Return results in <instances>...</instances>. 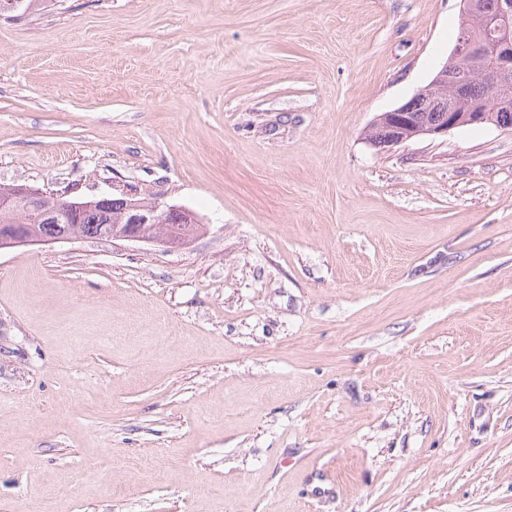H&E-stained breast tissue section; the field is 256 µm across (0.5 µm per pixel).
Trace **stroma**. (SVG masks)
I'll use <instances>...</instances> for the list:
<instances>
[{"mask_svg": "<svg viewBox=\"0 0 512 512\" xmlns=\"http://www.w3.org/2000/svg\"><path fill=\"white\" fill-rule=\"evenodd\" d=\"M460 9L0 16V183L206 226L0 251V512H512V132L366 140Z\"/></svg>", "mask_w": 512, "mask_h": 512, "instance_id": "35a3bbf8", "label": "stroma"}]
</instances>
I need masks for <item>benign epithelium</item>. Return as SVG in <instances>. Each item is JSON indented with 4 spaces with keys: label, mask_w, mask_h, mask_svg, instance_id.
<instances>
[{
    "label": "benign epithelium",
    "mask_w": 512,
    "mask_h": 512,
    "mask_svg": "<svg viewBox=\"0 0 512 512\" xmlns=\"http://www.w3.org/2000/svg\"><path fill=\"white\" fill-rule=\"evenodd\" d=\"M461 13L480 21L482 34L461 29L448 60L429 85L404 103L376 117L370 126V143L386 149L419 137L437 138L449 131L471 125H493L512 131V96L505 92V79L512 73V0H461ZM47 194L37 189L13 187L0 196V208L22 201L40 212L44 224H59L64 213L73 215L91 209L96 202L74 201L53 195L55 205L43 204ZM120 210L115 224L103 225L98 238L157 243L179 248L187 238L168 231L170 224H192L185 209L153 202L146 204L130 195L117 201ZM148 224L161 228L155 234L144 230ZM75 239L69 227L60 228L53 238L30 233L0 239V249L24 244H49Z\"/></svg>",
    "instance_id": "benign-epithelium-1"
}]
</instances>
